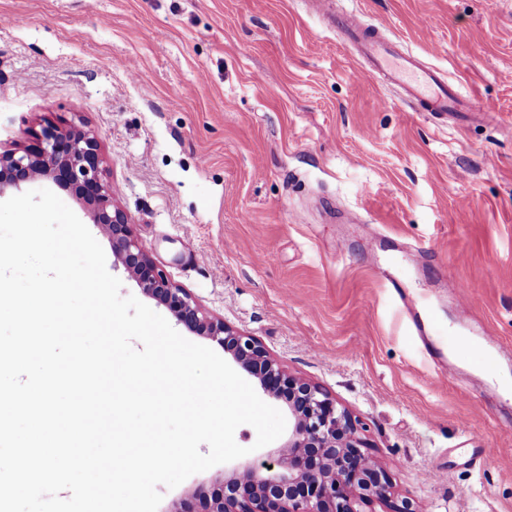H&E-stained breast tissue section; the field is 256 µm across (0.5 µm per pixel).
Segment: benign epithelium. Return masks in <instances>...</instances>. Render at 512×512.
<instances>
[{
  "label": "benign epithelium",
  "instance_id": "7a95c632",
  "mask_svg": "<svg viewBox=\"0 0 512 512\" xmlns=\"http://www.w3.org/2000/svg\"><path fill=\"white\" fill-rule=\"evenodd\" d=\"M31 138L23 148L0 152V194L40 176L82 200L143 293L189 332L217 342L264 393L287 405L293 419L288 443L272 459L238 465L210 490L186 495L175 512H376V505L382 512H416L409 501L395 500L391 476L370 459L357 416L319 385L284 369L255 337L209 316L157 266L115 204L95 137L75 125L48 124Z\"/></svg>",
  "mask_w": 512,
  "mask_h": 512
}]
</instances>
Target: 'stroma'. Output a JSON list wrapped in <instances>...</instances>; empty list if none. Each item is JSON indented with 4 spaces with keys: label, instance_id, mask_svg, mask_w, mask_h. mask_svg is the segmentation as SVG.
Segmentation results:
<instances>
[{
    "label": "stroma",
    "instance_id": "stroma-1",
    "mask_svg": "<svg viewBox=\"0 0 512 512\" xmlns=\"http://www.w3.org/2000/svg\"><path fill=\"white\" fill-rule=\"evenodd\" d=\"M335 4L486 117L416 112L361 77L309 0H0V150L48 122L95 136L154 261L357 415L397 499L512 512V0ZM31 187L141 296L72 194ZM476 341L501 346L492 368Z\"/></svg>",
    "mask_w": 512,
    "mask_h": 512
}]
</instances>
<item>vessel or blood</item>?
Masks as SVG:
<instances>
[{
  "label": "vessel or blood",
  "instance_id": "1",
  "mask_svg": "<svg viewBox=\"0 0 512 512\" xmlns=\"http://www.w3.org/2000/svg\"><path fill=\"white\" fill-rule=\"evenodd\" d=\"M312 4L318 13L329 17L343 43L361 60L363 76L398 87L411 108L455 120L478 113L476 103L454 92L439 69L425 66L419 56L404 52L399 39L369 29L355 13L336 11L333 0H312Z\"/></svg>",
  "mask_w": 512,
  "mask_h": 512
}]
</instances>
